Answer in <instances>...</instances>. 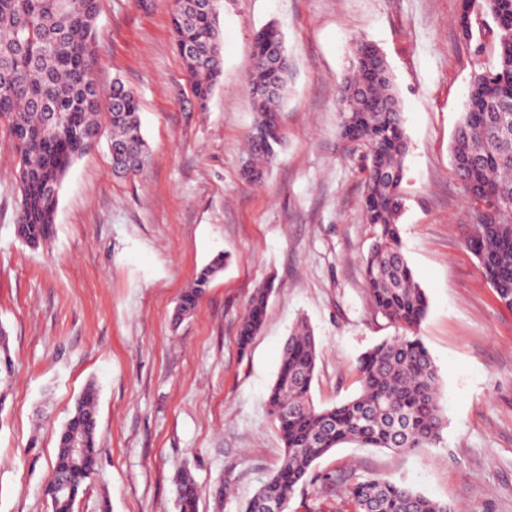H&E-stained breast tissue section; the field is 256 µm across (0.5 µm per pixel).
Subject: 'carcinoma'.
Segmentation results:
<instances>
[{"mask_svg": "<svg viewBox=\"0 0 512 512\" xmlns=\"http://www.w3.org/2000/svg\"><path fill=\"white\" fill-rule=\"evenodd\" d=\"M489 18L488 31H476V44L491 35L496 51L494 67L472 75L462 119L452 147L456 178L469 204L480 200L491 208L478 248L482 273L496 287L498 299L512 301V112L490 119L497 100L512 97V39L500 38L498 28L512 24V0H482ZM199 0H175L171 14L174 45L184 62L193 97L205 109L219 81L220 32L213 10L198 9ZM99 13L98 0H0V121L7 125L19 160L20 202L17 236L32 246H48L55 236L54 216L62 180L69 167L86 151L89 136L107 128L110 143L128 149L135 160L126 171L140 172L148 145L141 132L136 92L117 80L107 101L89 92L97 63L92 37ZM368 41L354 42L353 65L342 85L339 110L341 134L366 148L364 221L373 228L371 248L364 260L368 290L376 308L409 331L427 314L428 299L415 281L401 248L398 224L404 207L403 179L407 138L403 113L393 91L391 73L367 51ZM262 41L254 43L248 81L268 80L260 66ZM290 65L279 74V94L255 97L253 130L280 116ZM367 92L374 108L363 112L354 92L367 76ZM56 112L59 127H50L48 113ZM285 139L277 128L264 143L250 140V182H260L276 160ZM478 155L474 167L468 158ZM221 258L199 272L186 291L176 318L191 314L216 274ZM272 284L259 287L239 330V344L247 347L261 329ZM313 331L302 321L288 336L276 379L266 398L284 445L278 469L260 486L252 500L277 499L288 512L295 492L311 480L313 464L346 442L405 452L434 444L446 424L440 404L439 378L432 357L415 336L383 341L359 359V393L351 399L320 406L311 386L317 365ZM14 360L9 337L0 338V409L9 395ZM96 389L90 384L62 426L57 451L44 494L51 512H75L97 465ZM81 453H74V445ZM178 512H198L200 488L183 470L176 478ZM352 512H457L454 505L431 499L384 477H373L344 490Z\"/></svg>", "mask_w": 512, "mask_h": 512, "instance_id": "1", "label": "carcinoma"}]
</instances>
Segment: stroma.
Wrapping results in <instances>:
<instances>
[{
	"label": "stroma",
	"instance_id": "35a3bbf8",
	"mask_svg": "<svg viewBox=\"0 0 512 512\" xmlns=\"http://www.w3.org/2000/svg\"><path fill=\"white\" fill-rule=\"evenodd\" d=\"M173 0H100V94L114 80L140 98L149 154L115 172L106 139L66 173L50 247L16 234L18 160L0 126V324L17 363L0 412V512H50L43 489L57 435L87 384L98 389V466L79 512H177L190 469L198 512H244L283 444L265 399L284 344L306 320L318 346L313 397L360 388L363 353L400 335L364 281V147L342 137L340 85L354 39L388 62L408 142L399 220L403 254L428 298L417 334L440 378L446 425L404 453L347 443L320 458L288 512H345L322 477L381 476L462 512H512V309L482 275L451 145L475 66L495 62L459 33L462 0H216L222 74L205 111L191 107L173 46ZM284 36L291 76L286 142L262 183L242 176L255 115L254 37ZM224 269L191 316L175 308L215 257ZM273 283L248 348L240 325ZM179 512H197L200 488L190 471L183 470L176 478Z\"/></svg>",
	"mask_w": 512,
	"mask_h": 512
}]
</instances>
